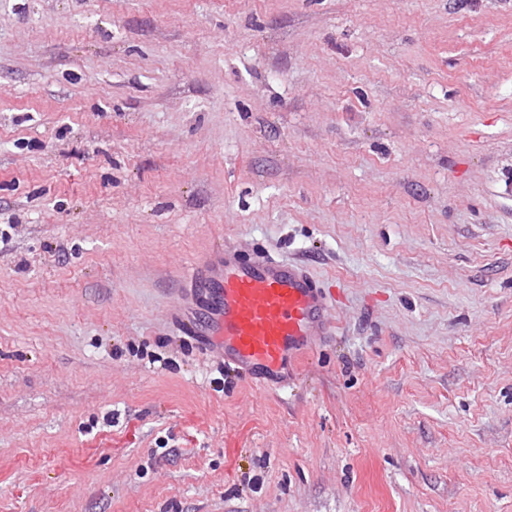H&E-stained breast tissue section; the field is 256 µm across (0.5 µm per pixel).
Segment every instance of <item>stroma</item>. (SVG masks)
<instances>
[{
	"instance_id": "obj_1",
	"label": "stroma",
	"mask_w": 512,
	"mask_h": 512,
	"mask_svg": "<svg viewBox=\"0 0 512 512\" xmlns=\"http://www.w3.org/2000/svg\"><path fill=\"white\" fill-rule=\"evenodd\" d=\"M221 242L329 296L280 384ZM0 512H512V0H0Z\"/></svg>"
}]
</instances>
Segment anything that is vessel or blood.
<instances>
[{"label":"vessel or blood","instance_id":"obj_1","mask_svg":"<svg viewBox=\"0 0 512 512\" xmlns=\"http://www.w3.org/2000/svg\"><path fill=\"white\" fill-rule=\"evenodd\" d=\"M207 271L208 330L220 337L225 363L244 375L275 376L328 333L326 295L305 266L246 261L221 245Z\"/></svg>","mask_w":512,"mask_h":512}]
</instances>
